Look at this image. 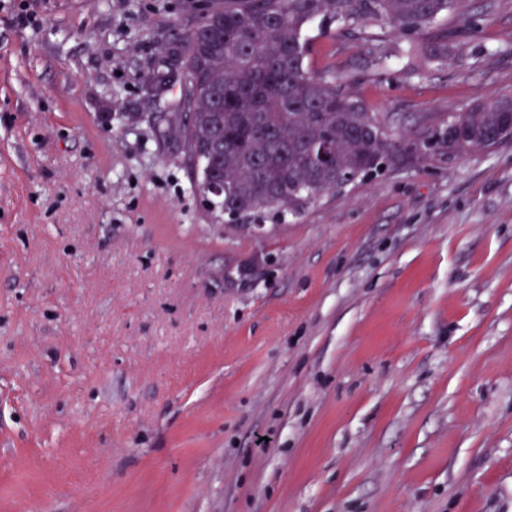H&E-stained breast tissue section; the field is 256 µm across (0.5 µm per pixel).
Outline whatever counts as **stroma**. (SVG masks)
Masks as SVG:
<instances>
[{
  "label": "stroma",
  "instance_id": "stroma-1",
  "mask_svg": "<svg viewBox=\"0 0 512 512\" xmlns=\"http://www.w3.org/2000/svg\"><path fill=\"white\" fill-rule=\"evenodd\" d=\"M200 7L0 0V512H512V137L445 136L512 98V0L312 24L401 150L260 234L149 82ZM508 112L512 113L511 97L477 102L469 110L455 114L457 127L448 129V137L460 151L489 150L500 141L491 142L490 134H504L503 138L510 134Z\"/></svg>",
  "mask_w": 512,
  "mask_h": 512
}]
</instances>
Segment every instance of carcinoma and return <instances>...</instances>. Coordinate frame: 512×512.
<instances>
[{
	"mask_svg": "<svg viewBox=\"0 0 512 512\" xmlns=\"http://www.w3.org/2000/svg\"><path fill=\"white\" fill-rule=\"evenodd\" d=\"M467 0H214L224 17L216 28L199 16L183 34L184 91L195 112L183 134L190 142L217 139L223 151L199 159L193 184L224 179L221 212L243 216L278 208L294 212L348 175H364L399 150L362 104L336 85L331 71L313 72L306 31L316 20L366 25L386 20L418 33L454 15L476 26ZM512 98L480 101L455 114L448 131L460 151L489 150L492 134L512 133ZM327 144L330 159H313Z\"/></svg>",
	"mask_w": 512,
	"mask_h": 512,
	"instance_id": "obj_1",
	"label": "carcinoma"
}]
</instances>
